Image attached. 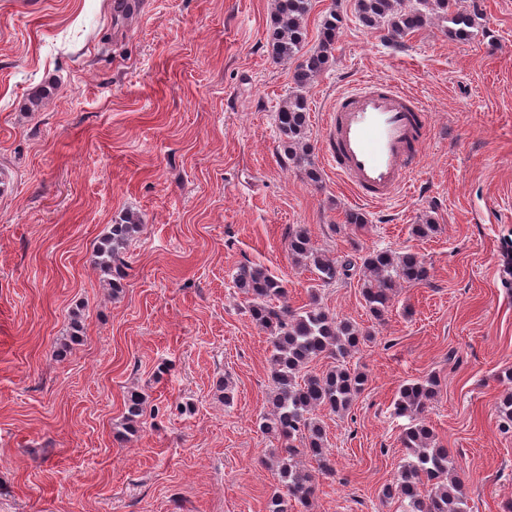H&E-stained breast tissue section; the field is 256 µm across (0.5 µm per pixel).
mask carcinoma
Masks as SVG:
<instances>
[{
	"label": "carcinoma",
	"mask_w": 512,
	"mask_h": 512,
	"mask_svg": "<svg viewBox=\"0 0 512 512\" xmlns=\"http://www.w3.org/2000/svg\"><path fill=\"white\" fill-rule=\"evenodd\" d=\"M310 7L311 0H273L268 47L278 61L299 60L292 75L294 90L276 112L275 122L288 158L317 183L319 174L308 162L305 89L335 61L342 18L336 11H329L323 17L318 46L305 53V19ZM353 7L364 26L385 32L393 42L424 28L434 17L450 23L448 37L466 41L477 18L464 0H353ZM140 229L139 219L125 215L112 225L94 251L93 264L113 274L110 286L114 294L122 288V255ZM288 251L296 263L312 268L324 285L348 276L356 267L361 269L365 276L361 288L365 308L378 321L387 313L398 284H416L428 277L424 263L412 252L372 249L357 260L329 259L314 248L307 230L301 227L288 235ZM234 287L246 298L249 317L269 335L273 348L269 411L259 419L262 433L281 445L266 462L277 480L268 512H288L290 502L299 512H308L316 490V474L302 458L314 460L323 473L331 471L325 429L315 412L323 408L338 415L349 412L367 382L363 372L350 367V358L371 340L372 333L347 318L330 314L315 291L308 305L291 309L281 280L262 265L239 267ZM321 357L333 359L334 365L321 374L306 373L307 365ZM437 386L434 378L410 380L399 388L394 402V414L411 419L401 436L408 457L381 494L402 499L406 512H467L463 485L455 475L453 461L447 449L436 445L434 432L424 417ZM144 403L142 393L128 392L123 430L118 436L138 433Z\"/></svg>",
	"instance_id": "obj_1"
}]
</instances>
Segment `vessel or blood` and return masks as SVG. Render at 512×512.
I'll return each instance as SVG.
<instances>
[{
  "mask_svg": "<svg viewBox=\"0 0 512 512\" xmlns=\"http://www.w3.org/2000/svg\"><path fill=\"white\" fill-rule=\"evenodd\" d=\"M326 162L371 204L390 200L422 161L431 133L422 103L393 80H364L336 97L323 117Z\"/></svg>",
  "mask_w": 512,
  "mask_h": 512,
  "instance_id": "obj_1",
  "label": "vessel or blood"
}]
</instances>
